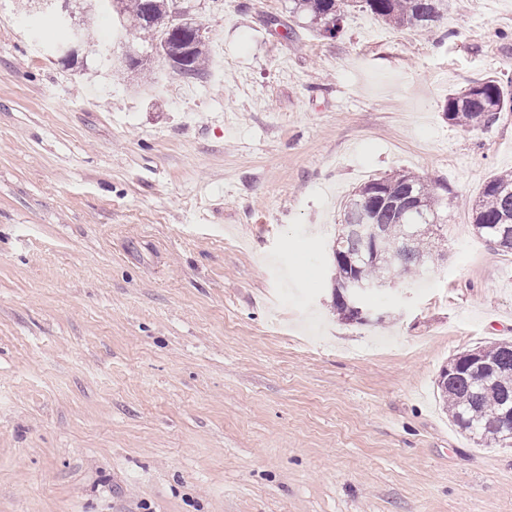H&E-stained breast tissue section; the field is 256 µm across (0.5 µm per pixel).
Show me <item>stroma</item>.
Segmentation results:
<instances>
[{"label": "stroma", "mask_w": 512, "mask_h": 512, "mask_svg": "<svg viewBox=\"0 0 512 512\" xmlns=\"http://www.w3.org/2000/svg\"><path fill=\"white\" fill-rule=\"evenodd\" d=\"M184 5L200 80L97 17L64 66L57 12L0 0V512H512V447L437 393L512 339V254L466 207L512 171V112L444 115L512 77V0L423 34L351 6L333 36L289 0ZM396 170L443 191V257L348 325L330 248ZM488 77L459 92L448 94L445 114L448 122L464 129L489 127L503 112H512V79Z\"/></svg>", "instance_id": "1"}]
</instances>
